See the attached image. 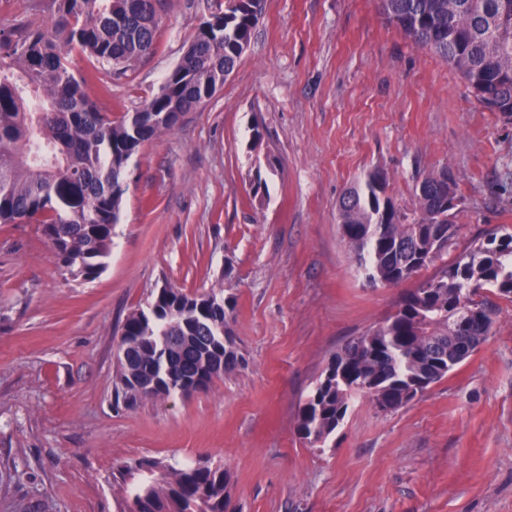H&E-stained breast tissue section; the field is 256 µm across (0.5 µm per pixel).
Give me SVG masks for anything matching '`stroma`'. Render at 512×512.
I'll list each match as a JSON object with an SVG mask.
<instances>
[{"label": "stroma", "mask_w": 512, "mask_h": 512, "mask_svg": "<svg viewBox=\"0 0 512 512\" xmlns=\"http://www.w3.org/2000/svg\"><path fill=\"white\" fill-rule=\"evenodd\" d=\"M217 8L167 0L149 60L118 78L77 54L75 73L119 119ZM375 170L405 211L424 178H454L455 252L512 233V114L483 108L379 0H264L223 86L132 156L97 278L64 274L39 225L0 224V512H118L112 474L144 457L222 464L238 512H512V302L407 405L355 399L323 447L297 432L336 351L417 285L369 284L341 235L342 195ZM166 285L234 297L245 363L129 407L120 329Z\"/></svg>", "instance_id": "stroma-1"}]
</instances>
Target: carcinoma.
Segmentation results:
<instances>
[{
    "label": "carcinoma",
    "mask_w": 512,
    "mask_h": 512,
    "mask_svg": "<svg viewBox=\"0 0 512 512\" xmlns=\"http://www.w3.org/2000/svg\"><path fill=\"white\" fill-rule=\"evenodd\" d=\"M387 22L458 72L491 112L512 114V0H380ZM52 22L0 31V223L38 224L61 268L91 280L105 267L119 220L123 174L145 142L224 84L248 48L264 0H225L158 92L117 121L98 110L69 62L77 50L120 77L156 50L164 0H52ZM453 179L425 178L412 212L385 196L373 172L339 204L341 233L366 280L397 285L431 265L437 272L406 293L384 322L344 343L299 408L297 432L324 443L357 396L383 395L393 409L412 401L467 360L492 334L490 288L512 301V234H489L448 259L455 236L444 201ZM236 301L165 286L121 328L131 362L118 360L124 402L208 388L219 366L244 363L230 326ZM149 376L154 384L137 386ZM119 512H236L230 478L209 459L178 468L143 458L119 470Z\"/></svg>",
    "instance_id": "1"
}]
</instances>
